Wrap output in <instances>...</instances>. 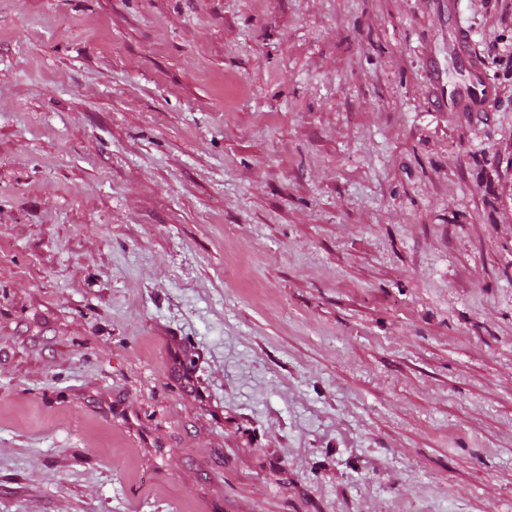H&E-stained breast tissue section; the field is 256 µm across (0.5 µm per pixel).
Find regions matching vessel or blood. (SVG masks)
<instances>
[{
  "mask_svg": "<svg viewBox=\"0 0 512 512\" xmlns=\"http://www.w3.org/2000/svg\"><path fill=\"white\" fill-rule=\"evenodd\" d=\"M451 37L454 51L463 63L464 73L457 84L449 87L447 95L440 97L439 107L468 115H487L494 109L496 94L481 61L471 51L472 35L458 23L453 26Z\"/></svg>",
  "mask_w": 512,
  "mask_h": 512,
  "instance_id": "obj_1",
  "label": "vessel or blood"
}]
</instances>
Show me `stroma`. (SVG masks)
Instances as JSON below:
<instances>
[{"label": "stroma", "mask_w": 512, "mask_h": 512, "mask_svg": "<svg viewBox=\"0 0 512 512\" xmlns=\"http://www.w3.org/2000/svg\"><path fill=\"white\" fill-rule=\"evenodd\" d=\"M0 0V512H512V18ZM453 47L463 63V77L449 87L447 94L439 98V107L448 112L486 116L493 112L496 94L486 77L479 58L471 52L472 35L462 24L456 23L451 30Z\"/></svg>", "instance_id": "35a3bbf8"}]
</instances>
